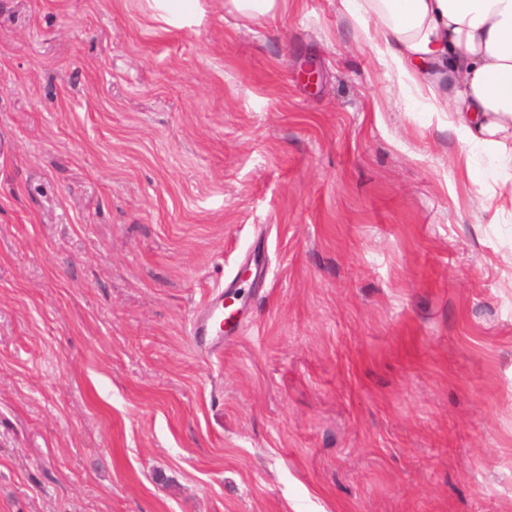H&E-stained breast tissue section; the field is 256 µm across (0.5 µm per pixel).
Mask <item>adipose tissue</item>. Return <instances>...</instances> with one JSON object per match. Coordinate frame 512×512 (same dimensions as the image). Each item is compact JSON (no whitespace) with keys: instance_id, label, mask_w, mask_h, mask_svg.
Returning <instances> with one entry per match:
<instances>
[{"instance_id":"adipose-tissue-1","label":"adipose tissue","mask_w":512,"mask_h":512,"mask_svg":"<svg viewBox=\"0 0 512 512\" xmlns=\"http://www.w3.org/2000/svg\"><path fill=\"white\" fill-rule=\"evenodd\" d=\"M358 24L375 18L384 53L447 112L461 140L512 167V0H340Z\"/></svg>"}]
</instances>
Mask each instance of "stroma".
<instances>
[{
	"mask_svg": "<svg viewBox=\"0 0 512 512\" xmlns=\"http://www.w3.org/2000/svg\"><path fill=\"white\" fill-rule=\"evenodd\" d=\"M224 2L0 0V512H512L496 161L339 0ZM225 7L244 18L267 16L276 18L281 10L288 8V0H226ZM224 292L216 294L203 306L191 324V336L197 345L221 350L224 346ZM207 336H213L208 338Z\"/></svg>",
	"mask_w": 512,
	"mask_h": 512,
	"instance_id": "obj_1",
	"label": "stroma"
}]
</instances>
